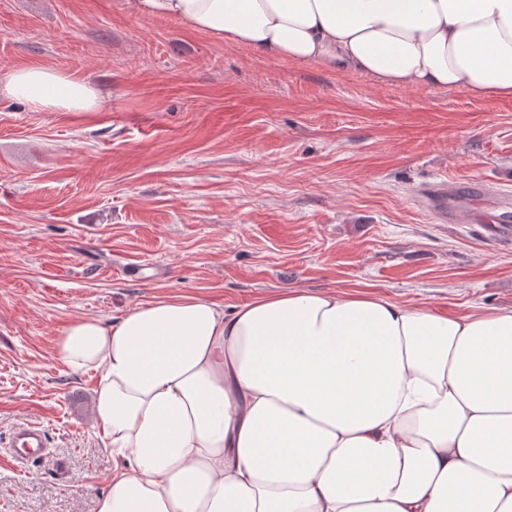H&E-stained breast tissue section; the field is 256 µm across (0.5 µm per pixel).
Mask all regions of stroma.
<instances>
[{"mask_svg":"<svg viewBox=\"0 0 512 512\" xmlns=\"http://www.w3.org/2000/svg\"><path fill=\"white\" fill-rule=\"evenodd\" d=\"M122 0H0V73L89 79L97 112L0 97V512H97L114 462L96 372L56 341L163 294L231 307L336 288L448 313L512 308V97L406 89L255 60ZM486 185L498 209L444 224L418 195ZM43 426L45 460L4 443Z\"/></svg>","mask_w":512,"mask_h":512,"instance_id":"35a3bbf8","label":"stroma"}]
</instances>
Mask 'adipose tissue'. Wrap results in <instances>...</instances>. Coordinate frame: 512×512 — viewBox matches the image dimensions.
Returning a JSON list of instances; mask_svg holds the SVG:
<instances>
[{"instance_id": "obj_1", "label": "adipose tissue", "mask_w": 512, "mask_h": 512, "mask_svg": "<svg viewBox=\"0 0 512 512\" xmlns=\"http://www.w3.org/2000/svg\"><path fill=\"white\" fill-rule=\"evenodd\" d=\"M255 58L512 97V0H123ZM35 112H96L85 78L0 77ZM56 350L99 374L115 462L98 512H512V308L443 314L328 288L232 309L182 293Z\"/></svg>"}]
</instances>
